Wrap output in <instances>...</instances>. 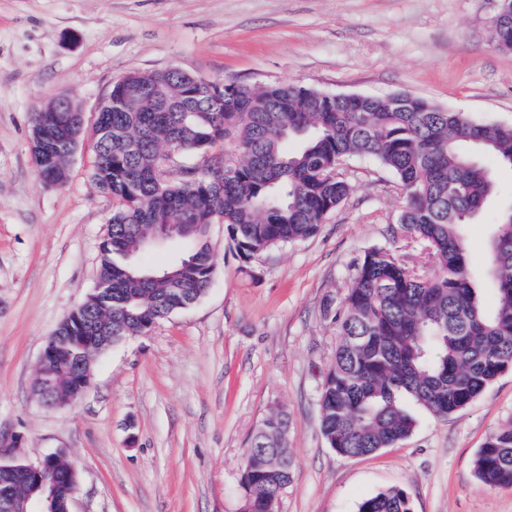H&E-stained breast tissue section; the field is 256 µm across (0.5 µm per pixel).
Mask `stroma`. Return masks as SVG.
<instances>
[{"label": "stroma", "mask_w": 512, "mask_h": 512, "mask_svg": "<svg viewBox=\"0 0 512 512\" xmlns=\"http://www.w3.org/2000/svg\"><path fill=\"white\" fill-rule=\"evenodd\" d=\"M497 0H0V440L7 460L60 453L77 468L72 512H239L244 452L271 410L286 412L296 461L275 512H357L404 488L413 512H512V487H488L474 459L512 420V371L447 417L409 404L412 434L343 458L320 429L336 344L326 315L374 247L427 259L400 224L394 176L354 156L352 186L319 233L243 262L211 225L216 274L194 305L97 354L76 403L32 395L39 356L92 292L112 199L93 179L98 107L134 70L176 67L211 80L294 82L329 93H409L512 125V52L493 48ZM71 95L86 130L63 185L45 184L29 118ZM489 204L465 228L481 272Z\"/></svg>", "instance_id": "1"}]
</instances>
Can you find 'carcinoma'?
Returning a JSON list of instances; mask_svg holds the SVG:
<instances>
[{
	"mask_svg": "<svg viewBox=\"0 0 512 512\" xmlns=\"http://www.w3.org/2000/svg\"><path fill=\"white\" fill-rule=\"evenodd\" d=\"M53 162L44 182L66 177L67 137L77 123L67 102L32 114ZM96 124L112 134L96 140L93 178L112 196L111 230L100 246L99 280L112 302L98 310L99 329L118 344L196 303L214 272L208 227L224 224L239 258L315 236L325 217L351 193L339 167L352 156L390 171L405 200L401 222L428 250L433 267H410L391 249L374 247L352 265L339 307L336 346L320 392L321 432L337 454L364 457L407 438L415 420L406 394L446 417L512 370V203L504 206L488 245L487 306L470 275L463 227L497 194L479 157L512 170V127L443 112L403 97L336 101L294 83L233 86L165 70L118 79ZM236 143L240 158L217 175L212 154ZM192 154L203 165L171 171L170 155ZM181 227L187 253L160 267L140 264L147 235ZM84 317L56 328L80 336ZM78 350L57 352V372H73ZM288 414L267 415L253 434L242 468L241 512H269L292 480L285 437ZM486 486H512V421L493 431L474 460ZM358 512H411L406 491L393 487L363 499Z\"/></svg>",
	"mask_w": 512,
	"mask_h": 512,
	"instance_id": "cac0c4a2",
	"label": "carcinoma"
}]
</instances>
